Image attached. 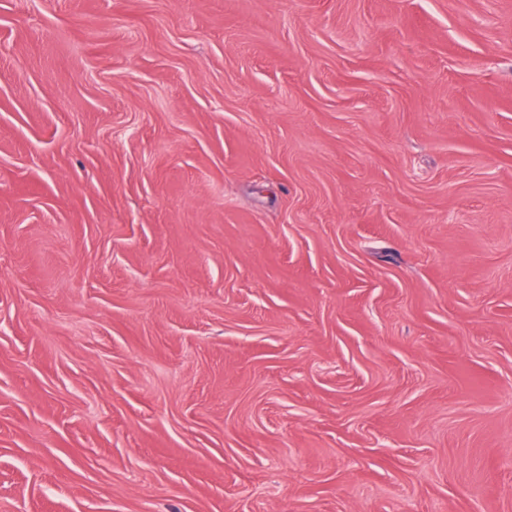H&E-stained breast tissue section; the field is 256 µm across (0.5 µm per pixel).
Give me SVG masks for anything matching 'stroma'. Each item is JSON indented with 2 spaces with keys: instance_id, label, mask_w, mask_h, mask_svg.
Masks as SVG:
<instances>
[{
  "instance_id": "obj_1",
  "label": "stroma",
  "mask_w": 512,
  "mask_h": 512,
  "mask_svg": "<svg viewBox=\"0 0 512 512\" xmlns=\"http://www.w3.org/2000/svg\"><path fill=\"white\" fill-rule=\"evenodd\" d=\"M0 512H512V0H0Z\"/></svg>"
}]
</instances>
